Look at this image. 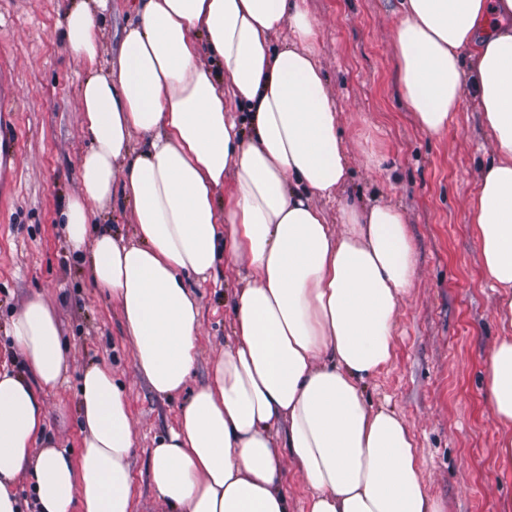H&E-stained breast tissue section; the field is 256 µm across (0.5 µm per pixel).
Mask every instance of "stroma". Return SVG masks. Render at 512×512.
<instances>
[{
    "instance_id": "35a3bbf8",
    "label": "stroma",
    "mask_w": 512,
    "mask_h": 512,
    "mask_svg": "<svg viewBox=\"0 0 512 512\" xmlns=\"http://www.w3.org/2000/svg\"><path fill=\"white\" fill-rule=\"evenodd\" d=\"M79 0H0V366L25 375L11 323L41 297L60 321L68 380L45 397L58 447L79 455L82 369L111 368L132 413L133 512H172L150 479L156 438L173 426L212 363L234 342L232 310L246 266L220 260L194 280L200 307L195 367L185 389L153 393L133 365L119 309L91 281L87 258L68 243L60 213L80 187L78 161L91 137L81 123L86 69L72 59L63 18ZM317 23V53L346 141L351 195L400 207L416 257L414 283L397 312L394 358L365 390L408 422L427 492L443 512H512V469L497 458L499 434L485 398L486 360L502 334L495 293L482 277L468 209L494 156L472 95L439 135L423 131L403 98L395 56L402 0H303ZM137 0H110L98 17L102 61L116 60ZM381 166H373L371 155Z\"/></svg>"
}]
</instances>
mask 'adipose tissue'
I'll return each instance as SVG.
<instances>
[{
	"label": "adipose tissue",
	"mask_w": 512,
	"mask_h": 512,
	"mask_svg": "<svg viewBox=\"0 0 512 512\" xmlns=\"http://www.w3.org/2000/svg\"><path fill=\"white\" fill-rule=\"evenodd\" d=\"M107 5L81 0L64 17L69 51L89 71L80 99L91 145L63 230L74 250L89 252L92 282L120 310L134 366L154 393L180 392L195 365L189 277L206 279L224 253L248 267L234 344L152 450L158 496L180 512H288L284 447L312 489L305 512H440L405 419L364 397L392 358L416 259L397 206L339 193L349 165L316 60L315 19L299 0H140L138 22L102 70L94 30ZM403 7L396 58L419 126L443 133L469 87L494 140L470 222L484 279L512 322V0ZM283 27L292 37L273 49ZM204 50L220 72L202 63ZM235 104L246 105L251 136ZM117 184L133 203L131 242L91 225ZM318 196L335 202L342 234ZM12 336L31 375L0 371V512H21L13 486L22 478L38 512H132L135 440L111 369L81 373L75 457L48 436L42 398L69 371L60 323L33 297ZM486 397L497 457L510 466L512 334L487 360Z\"/></svg>",
	"instance_id": "ef3b65f1"
}]
</instances>
